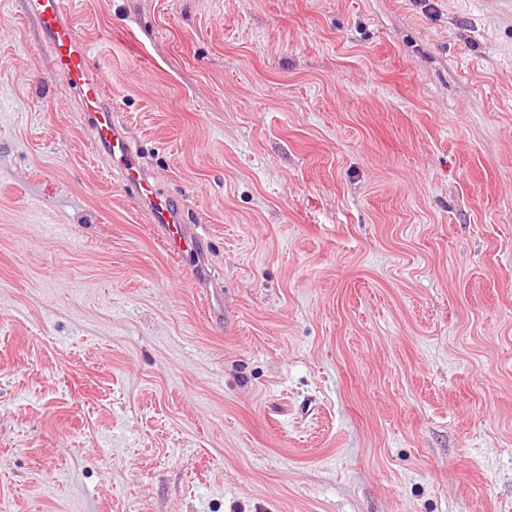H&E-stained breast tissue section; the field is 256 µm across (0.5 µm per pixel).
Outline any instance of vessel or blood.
<instances>
[{"instance_id": "vessel-or-blood-1", "label": "vessel or blood", "mask_w": 512, "mask_h": 512, "mask_svg": "<svg viewBox=\"0 0 512 512\" xmlns=\"http://www.w3.org/2000/svg\"><path fill=\"white\" fill-rule=\"evenodd\" d=\"M51 50L52 68L76 94L85 122L97 131L95 150L110 159L124 186L135 195L154 224L166 248L174 254L199 249L203 237L184 224L180 202L159 192L149 170L139 161L123 126L112 117V104L104 92L106 79L90 61L68 15L66 0H25Z\"/></svg>"}]
</instances>
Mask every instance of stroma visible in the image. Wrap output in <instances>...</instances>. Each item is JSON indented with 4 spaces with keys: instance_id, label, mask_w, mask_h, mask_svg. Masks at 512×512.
<instances>
[{
    "instance_id": "stroma-1",
    "label": "stroma",
    "mask_w": 512,
    "mask_h": 512,
    "mask_svg": "<svg viewBox=\"0 0 512 512\" xmlns=\"http://www.w3.org/2000/svg\"><path fill=\"white\" fill-rule=\"evenodd\" d=\"M175 258L0 0V512H512V0H67Z\"/></svg>"
}]
</instances>
